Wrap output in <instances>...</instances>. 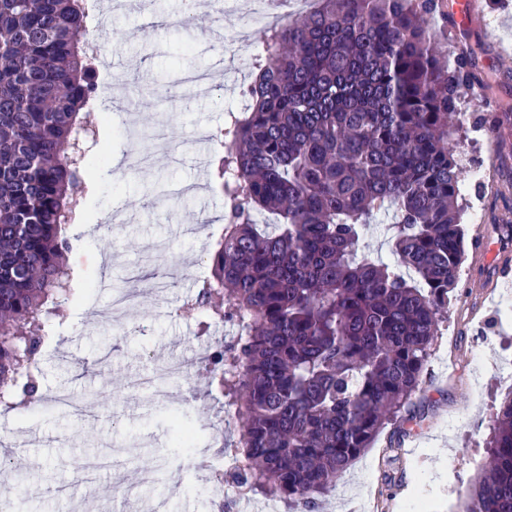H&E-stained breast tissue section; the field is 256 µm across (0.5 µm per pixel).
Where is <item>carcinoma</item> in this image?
Wrapping results in <instances>:
<instances>
[{"label": "carcinoma", "instance_id": "cac0c4a2", "mask_svg": "<svg viewBox=\"0 0 512 512\" xmlns=\"http://www.w3.org/2000/svg\"><path fill=\"white\" fill-rule=\"evenodd\" d=\"M99 0H0V404L49 406L34 344L73 303L66 226L91 179ZM438 0H314L265 29L211 176L224 235L188 311L235 322L206 372L236 419V485L311 512L422 390L465 257L456 138L467 58L439 61ZM395 217L396 263L362 229ZM278 223L261 230L255 216ZM224 296V305L214 299ZM171 439L193 431L173 418ZM467 512H512V396Z\"/></svg>", "mask_w": 512, "mask_h": 512}]
</instances>
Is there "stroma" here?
<instances>
[{"label": "stroma", "mask_w": 512, "mask_h": 512, "mask_svg": "<svg viewBox=\"0 0 512 512\" xmlns=\"http://www.w3.org/2000/svg\"><path fill=\"white\" fill-rule=\"evenodd\" d=\"M108 3L99 0L94 21L101 42L98 78L116 73L127 83L110 118L96 121L100 145L126 161L137 152L155 162L127 176L108 173L85 190L86 216L104 215L108 221L77 239L66 262L76 287L83 288L92 274L106 285L85 290L79 304L54 320V340L37 356V378L42 393L71 388L86 395L88 407L26 416L0 406V472L11 479L12 512H58L60 497L80 479L79 464L88 456L109 461L115 479L139 483L149 496L117 502L91 483L76 499V512H136L145 500L164 502V512H214L208 471L175 472L188 451L170 447L168 416L174 410L187 414L199 440L221 447L235 422L226 415L220 392L193 367L173 385V398L162 403L130 395L128 382L158 364L163 351L188 358L235 335L227 322L200 335L197 320L175 315L174 309L208 275L207 257L224 228L222 195L213 181L196 180L197 141L206 138L210 153L219 151L217 136L229 109L241 103L262 28L206 4L194 21L177 27L170 20L178 16L180 0H159L158 23L148 29L138 9L115 14ZM485 8L495 18L496 38L463 29L452 15L438 40L449 60L470 53L477 73L492 86L489 96L470 93L463 105L461 150L481 152L483 178L475 197H462L460 204L481 212L479 223L463 219L466 236L483 232L493 250L480 256L466 248L422 393L402 419L385 426L335 492L322 498L318 512H420L424 500L430 512H449L455 499L472 489L487 457L495 408L512 388V371L503 359L512 354V313L502 306L512 281L494 279L496 252L512 255V242L500 231L512 222V61L504 57L512 51V0H485ZM231 33L240 39L221 60L223 75L207 93L193 96L190 110L161 109L156 97L142 92L152 77L174 82L183 72L214 66L219 60L202 53V46L223 47ZM480 117L497 128L494 149L471 136ZM161 175L194 190L143 206L142 186ZM155 271L168 282L163 297L145 294L140 307L119 316L117 324L102 320L111 283L143 281ZM20 425L29 430L30 444L14 448L10 442Z\"/></svg>", "instance_id": "35a3bbf8"}]
</instances>
